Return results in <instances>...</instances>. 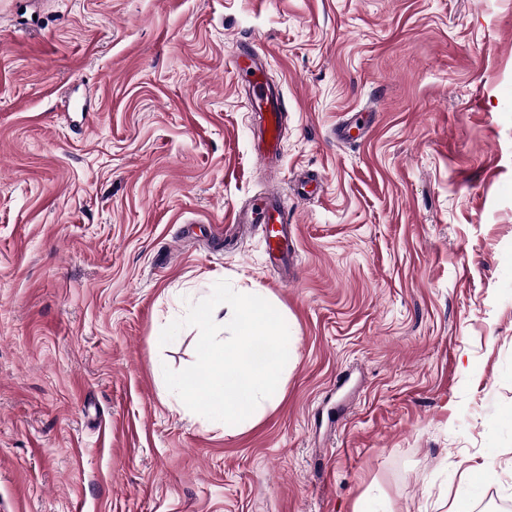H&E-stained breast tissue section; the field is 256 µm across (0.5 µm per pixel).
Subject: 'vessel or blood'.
Instances as JSON below:
<instances>
[{
    "instance_id": "b4317fda",
    "label": "vessel or blood",
    "mask_w": 512,
    "mask_h": 512,
    "mask_svg": "<svg viewBox=\"0 0 512 512\" xmlns=\"http://www.w3.org/2000/svg\"><path fill=\"white\" fill-rule=\"evenodd\" d=\"M266 61L253 56L234 64L235 78L246 91V100L251 111L259 115V124L254 135V152L264 165L281 160L282 121L286 110L284 94L277 85L271 84L265 74ZM368 131L366 123L352 116L340 124L334 136L344 143L359 139ZM307 183H300L293 192H284L275 187L259 195L247 209L235 217L239 224H258L263 229L265 262L291 276L296 272V241L288 226L289 198L309 197Z\"/></svg>"
}]
</instances>
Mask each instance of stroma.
I'll return each mask as SVG.
<instances>
[{"label":"stroma","mask_w":512,"mask_h":512,"mask_svg":"<svg viewBox=\"0 0 512 512\" xmlns=\"http://www.w3.org/2000/svg\"><path fill=\"white\" fill-rule=\"evenodd\" d=\"M237 42L284 92L276 168ZM303 176L287 282L222 236ZM220 280L296 347L236 435L165 384L197 329L158 341ZM457 501L512 512V0H0V512ZM368 131L366 121L360 122L358 116L348 117L334 131V137L340 143L349 142L359 139Z\"/></svg>","instance_id":"1"}]
</instances>
